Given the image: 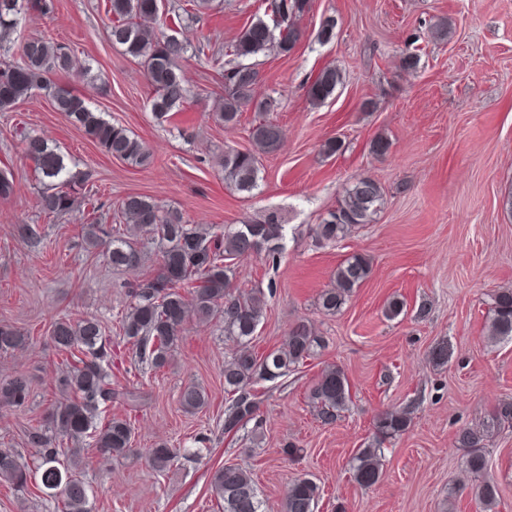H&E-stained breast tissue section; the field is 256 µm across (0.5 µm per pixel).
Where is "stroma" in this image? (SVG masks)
<instances>
[{"label":"stroma","instance_id":"1","mask_svg":"<svg viewBox=\"0 0 512 512\" xmlns=\"http://www.w3.org/2000/svg\"><path fill=\"white\" fill-rule=\"evenodd\" d=\"M52 4L50 13L28 16L21 36L43 35L73 50L89 74L69 83L143 141L153 162L140 167L107 155L41 91L0 112V170L16 185L0 199V324L29 337L25 350L0 356V378L19 371L30 384L24 406L0 408V448L30 455L27 432L46 423L59 395L64 354L50 338L55 322L93 318L114 352L108 413L130 419L135 447L164 441L181 454L162 474L136 456L93 462L86 470L91 512H218L210 480L229 462L251 470L264 512H282L287 485L301 477L320 487L316 512H481L456 437L512 399V341L486 338L494 294L512 289V0H310L295 48L252 58L257 93L275 100L270 117L284 139L261 155L258 187L249 194L225 182L218 161L226 149H251L259 115L245 110L233 128L215 120L224 83L208 56L263 15L264 0H215L185 29L188 96L162 119L151 110L142 66L108 38L107 0ZM328 17L336 36L323 44L317 31ZM439 23L448 26L443 41L431 35ZM199 44L204 54L196 53ZM412 53L420 62L408 71L402 60ZM328 66L342 72L343 83L313 103L308 88ZM30 133L85 174L94 204L79 200L62 216L41 210L43 186L22 154ZM379 137L390 142L380 157L371 151ZM336 138L341 150L325 155V142ZM359 175L381 183L380 211L341 240H319L316 225ZM131 193L215 233L271 213L284 226L277 258L231 262L234 286L265 294L254 349L279 347L302 320L313 322L325 345L286 376L256 384L258 422L237 436L224 434L228 349L220 326L187 323L171 364L158 373L137 365L122 342L129 288L154 275L160 258L150 253L136 270H114L84 227L120 223L118 203ZM28 225L40 242L25 238ZM355 253L369 258V278L336 314H322L319 294ZM394 300L406 308L390 320L385 311ZM424 302L431 309L421 320L415 313ZM442 345L448 362L439 366L432 352ZM330 365L347 376L351 403L324 426L307 395ZM190 382L208 394L194 413L178 402ZM408 403L410 428L384 443L378 482L359 486L349 460L371 441L378 413ZM291 443L298 451L290 455ZM486 456L499 489L496 512H512V427L493 433Z\"/></svg>","mask_w":512,"mask_h":512}]
</instances>
